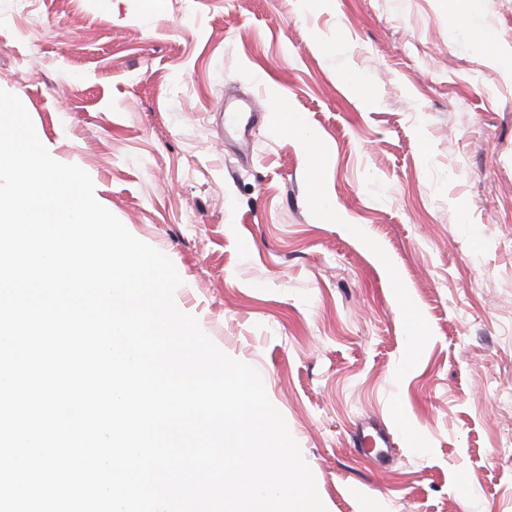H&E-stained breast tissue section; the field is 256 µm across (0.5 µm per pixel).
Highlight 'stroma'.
Returning a JSON list of instances; mask_svg holds the SVG:
<instances>
[{
  "instance_id": "1",
  "label": "stroma",
  "mask_w": 512,
  "mask_h": 512,
  "mask_svg": "<svg viewBox=\"0 0 512 512\" xmlns=\"http://www.w3.org/2000/svg\"><path fill=\"white\" fill-rule=\"evenodd\" d=\"M0 89L259 371L327 512H512V0H0ZM225 122L239 142L249 144L252 128L262 119L263 113L251 100L239 104L224 102Z\"/></svg>"
}]
</instances>
